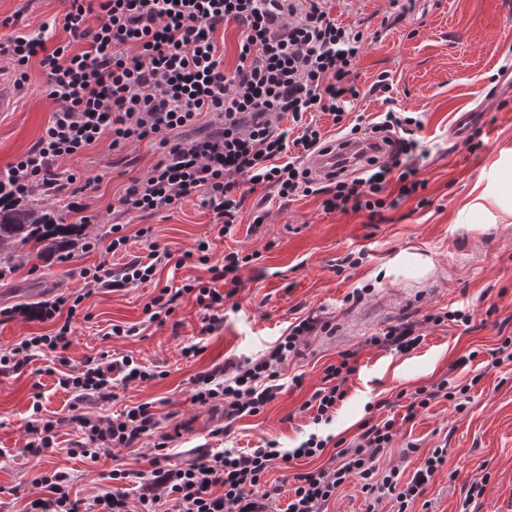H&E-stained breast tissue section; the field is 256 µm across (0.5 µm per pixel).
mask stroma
<instances>
[{"mask_svg":"<svg viewBox=\"0 0 512 512\" xmlns=\"http://www.w3.org/2000/svg\"><path fill=\"white\" fill-rule=\"evenodd\" d=\"M66 9V0H0V21L35 33L61 20ZM326 10L336 24L362 28L366 37L356 63L361 95L354 113L372 117L394 109L423 115L415 136L422 149L416 177L424 190L372 220L363 211L326 212L318 196L288 201L261 186L248 194L230 234L220 240L212 229L213 212L186 202L122 217L127 248L110 258L112 207L156 155L144 144L118 154L107 144L96 145L67 167L78 177L98 179L83 199L100 216V235L75 241L66 259H32L0 285V309L6 311L0 316V347L51 333L55 322L28 321L16 309L80 291L86 287L83 269L105 259L121 266L153 243L178 257L206 241L207 264L171 263L151 282L123 291L89 289L72 324L71 366L106 353L132 356L160 373L148 383L116 385L114 399L91 406V413L115 417L151 404L173 436L174 467L189 466L203 450H246L271 438L293 448L313 432L332 437L325 456L288 467L278 463L265 473L264 483L281 488L268 512H284L294 473L327 464L335 443L351 442L367 418H389L394 440L382 454L383 467L400 469L408 478L434 448L448 449L447 463L407 512H512V363L497 365L492 357L512 337V210L484 195L512 177V80L500 73L512 65V0H415L408 12L393 0H329ZM27 72L13 111L0 112V169L37 143L54 110L39 62L31 61ZM383 73L389 93L372 92ZM463 112L475 115L479 148L451 134ZM259 203L268 216L254 232L250 224ZM231 250L256 251L260 258L242 270V285L224 306L222 328L201 335L199 309L188 298L169 324H146L144 306L161 289L209 280L208 264L222 262ZM356 253L362 256L358 265L344 264L345 256ZM364 286L369 292L361 301L349 300L353 289ZM457 310L468 313L470 322L449 320ZM427 314L441 315L442 321L425 325L424 339L412 351L371 344L387 327ZM309 315L329 322L330 330L306 337L299 355L281 370L280 392L260 414L237 420L227 437L213 436L224 411L192 403L191 379L228 359L261 356L291 323ZM116 325H136L140 333L111 336ZM192 345L199 355L184 357L183 348ZM344 351L353 353L356 367L347 394L331 422L313 424L311 413L298 408ZM60 371L53 354L44 352L18 371L0 373V512H25L35 479L54 469L76 475L73 492L80 498L108 484L112 459L90 463L68 452L79 427L72 420V397L58 384ZM296 375L301 385L293 384ZM445 379L468 386L464 408L440 398L407 417L410 393ZM36 402L45 417L61 422L55 450L39 459L22 452ZM409 444L417 452L402 456ZM478 481L484 484L482 496L468 499L470 485Z\"/></svg>","mask_w":512,"mask_h":512,"instance_id":"obj_1","label":"stroma"}]
</instances>
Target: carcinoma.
Instances as JSON below:
<instances>
[{"label": "carcinoma", "instance_id": "carcinoma-1", "mask_svg": "<svg viewBox=\"0 0 512 512\" xmlns=\"http://www.w3.org/2000/svg\"><path fill=\"white\" fill-rule=\"evenodd\" d=\"M15 180L12 169L0 170V270H15L33 255H52L70 245V236L96 230L91 224L64 223L60 211L41 199L39 189L21 194Z\"/></svg>", "mask_w": 512, "mask_h": 512}]
</instances>
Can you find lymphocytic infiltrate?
I'll return each instance as SVG.
<instances>
[{
	"mask_svg": "<svg viewBox=\"0 0 512 512\" xmlns=\"http://www.w3.org/2000/svg\"><path fill=\"white\" fill-rule=\"evenodd\" d=\"M62 28L71 36L53 42L47 35L0 36V64L27 81L31 59H38L46 75L48 98L56 109L37 144L13 164L18 186L42 184L49 193L64 190L68 212L81 223H97L87 214L80 196L93 178L78 181L63 164L90 147L107 143L114 152L144 144L158 155L143 176L131 179L118 199L120 214L160 211L200 201L212 209L219 235L230 233L240 197L249 187L275 189L278 197L323 195L322 208L344 214L361 211L380 215L421 188L415 160L420 144L413 129L421 118L395 111L384 113L371 127L348 123L351 103L360 96L355 63L365 48L362 30L328 19L326 0H67ZM240 27L238 61L224 69V48L216 40L220 25ZM332 115L348 131L337 146L357 141L381 142L383 152L363 155L353 168L339 166L322 175L300 164L301 156L327 151L315 113ZM216 115L217 128L193 139L181 129L199 125ZM298 127L290 137L289 127ZM195 253V252H194ZM194 253L173 258L168 249L151 247L119 268L101 261L91 285L120 291L150 282L158 267L185 265ZM257 253L232 251L222 265L211 266L210 281L165 288L144 307L149 323L164 326L181 298L192 297L201 315V334L224 322L225 293L237 290L240 272L257 260ZM82 294L60 296L32 313L43 322L61 318L52 333L31 336L0 349V371H16L36 353H55L66 371L58 384L72 394L81 438L69 453L97 462L113 449L133 448L152 441L148 468L134 470L113 464L111 488L76 499L71 495L74 473L55 470L36 480L46 495L30 501L26 512H265L279 487H264L262 478L277 462L314 459L324 454L326 438L309 437L293 449L274 439L246 451L227 448L201 453L187 467L167 466L170 436L163 419L141 404L110 419L87 413L88 405L112 400L115 384L144 383L154 371L130 356L86 358L68 368L72 319ZM322 324L306 317L292 323L286 336L257 359L228 360L192 379L191 402L223 407L224 425L260 413L279 390V369L297 355L300 340ZM350 352L325 369L323 384L302 403L314 422H330L345 398V384L355 368ZM393 441V423L364 421L361 431L333 461L311 471L295 473L284 512H323L337 489L358 478L361 491L374 503L391 499L392 512H407L426 485L447 461L448 451L433 449L423 467L409 481L397 468L381 469L379 460ZM138 485V504L130 506L123 485Z\"/></svg>",
	"mask_w": 512,
	"mask_h": 512,
	"instance_id": "obj_1",
	"label": "lymphocytic infiltrate"
}]
</instances>
